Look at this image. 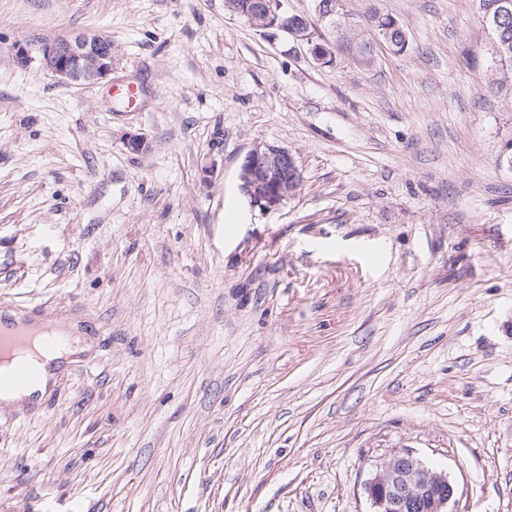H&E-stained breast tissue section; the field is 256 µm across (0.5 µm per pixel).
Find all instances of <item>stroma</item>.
Wrapping results in <instances>:
<instances>
[{
  "instance_id": "stroma-1",
  "label": "stroma",
  "mask_w": 512,
  "mask_h": 512,
  "mask_svg": "<svg viewBox=\"0 0 512 512\" xmlns=\"http://www.w3.org/2000/svg\"><path fill=\"white\" fill-rule=\"evenodd\" d=\"M339 9L370 64L224 0H0V306L51 303L92 345L0 408V512H369L402 449L452 512H512V68L477 0ZM77 33L111 39L106 80L43 67ZM260 142L302 186L229 223ZM249 2L251 8L246 9V12H234V14L245 16L248 22L256 29L268 32L270 30H279L291 36L294 40L306 43L312 59L322 64L326 60L324 50L321 45L314 43L309 31L308 20L304 17L296 18V20L288 25V20H285L281 14V1H268V0H226L227 7L234 11L235 8H240L244 11L246 4Z\"/></svg>"
}]
</instances>
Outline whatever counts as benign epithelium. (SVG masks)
I'll return each instance as SVG.
<instances>
[{
    "instance_id": "1",
    "label": "benign epithelium",
    "mask_w": 512,
    "mask_h": 512,
    "mask_svg": "<svg viewBox=\"0 0 512 512\" xmlns=\"http://www.w3.org/2000/svg\"><path fill=\"white\" fill-rule=\"evenodd\" d=\"M243 13L263 32L279 30L307 44L312 59L326 60L321 45L313 42L306 18L290 23L282 17L278 0H249ZM44 66L70 84L104 80L112 72V41L97 34H78L46 43L40 50ZM224 152V134L213 136L203 173L213 175ZM240 190L249 205L262 213L279 209L301 188V173L294 155L285 147L259 143L244 156L240 166ZM370 512H450L455 486L443 471L428 468L413 452L394 453L364 483Z\"/></svg>"
}]
</instances>
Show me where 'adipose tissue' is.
<instances>
[{
    "instance_id": "ef3b65f1",
    "label": "adipose tissue",
    "mask_w": 512,
    "mask_h": 512,
    "mask_svg": "<svg viewBox=\"0 0 512 512\" xmlns=\"http://www.w3.org/2000/svg\"><path fill=\"white\" fill-rule=\"evenodd\" d=\"M55 332L61 333L65 345L58 351H42V360L38 364L39 381L33 386L0 393V405L20 408L27 405L33 398L45 395L49 387L55 386L58 378L76 356L89 351L90 346L77 332L76 324L64 325L54 323Z\"/></svg>"
}]
</instances>
